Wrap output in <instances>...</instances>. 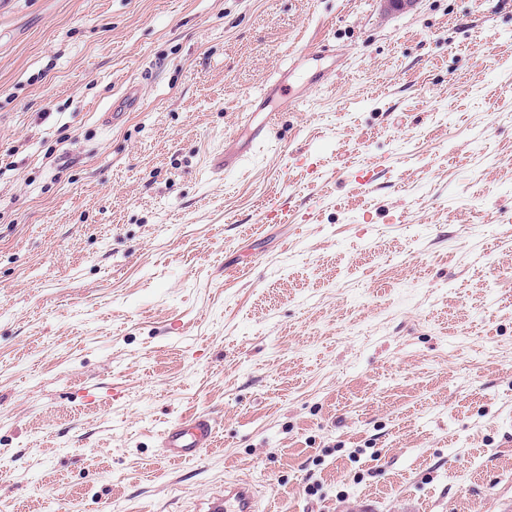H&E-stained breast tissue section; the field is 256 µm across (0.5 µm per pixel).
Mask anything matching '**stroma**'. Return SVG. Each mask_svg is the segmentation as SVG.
<instances>
[{
  "mask_svg": "<svg viewBox=\"0 0 512 512\" xmlns=\"http://www.w3.org/2000/svg\"><path fill=\"white\" fill-rule=\"evenodd\" d=\"M249 107L279 123L216 179ZM238 477L512 512V0H0V502L208 512ZM244 159L240 150L229 151L221 149L215 152L210 158V167L216 174H224L236 168ZM214 437L212 418L199 414L169 424L161 434V446L165 458L186 461L197 457L204 448H209Z\"/></svg>",
  "mask_w": 512,
  "mask_h": 512,
  "instance_id": "1",
  "label": "stroma"
}]
</instances>
